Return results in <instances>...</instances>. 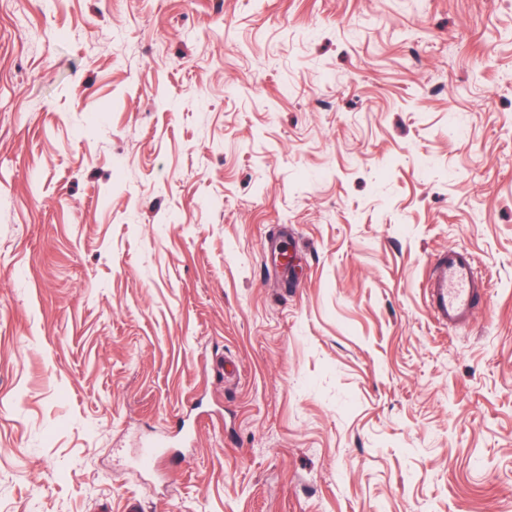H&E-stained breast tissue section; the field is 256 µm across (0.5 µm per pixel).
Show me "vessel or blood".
Segmentation results:
<instances>
[{"mask_svg":"<svg viewBox=\"0 0 512 512\" xmlns=\"http://www.w3.org/2000/svg\"><path fill=\"white\" fill-rule=\"evenodd\" d=\"M483 280L472 253L455 247L435 255L426 284L430 306L442 324L451 328L468 325Z\"/></svg>","mask_w":512,"mask_h":512,"instance_id":"b4317fda","label":"vessel or blood"}]
</instances>
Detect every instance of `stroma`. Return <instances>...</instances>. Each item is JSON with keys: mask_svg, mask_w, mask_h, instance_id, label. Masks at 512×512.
<instances>
[{"mask_svg": "<svg viewBox=\"0 0 512 512\" xmlns=\"http://www.w3.org/2000/svg\"><path fill=\"white\" fill-rule=\"evenodd\" d=\"M133 502L512 512V0H0V512ZM482 286L469 250L448 248L433 258L426 284L429 303L438 321L448 328L469 324Z\"/></svg>", "mask_w": 512, "mask_h": 512, "instance_id": "35a3bbf8", "label": "stroma"}]
</instances>
